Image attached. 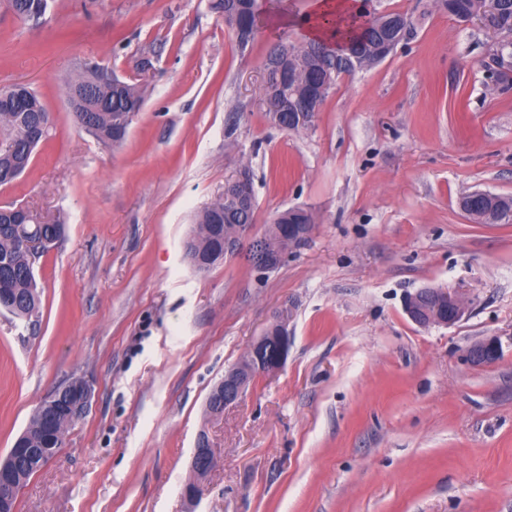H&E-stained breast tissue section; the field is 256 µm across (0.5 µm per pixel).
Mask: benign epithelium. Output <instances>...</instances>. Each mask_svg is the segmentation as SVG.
<instances>
[{
  "label": "benign epithelium",
  "instance_id": "7a95c632",
  "mask_svg": "<svg viewBox=\"0 0 512 512\" xmlns=\"http://www.w3.org/2000/svg\"><path fill=\"white\" fill-rule=\"evenodd\" d=\"M225 25L234 30L241 44L248 43L255 33L257 24L250 23V18L236 12L224 13ZM411 26V20L402 16L395 25L399 30L396 37L389 39L381 47L378 58L390 55L406 37ZM288 53L280 49L273 58H265L266 78L277 76L280 83L294 79L293 74L284 66ZM333 63L341 69V74L351 75L360 68L361 58L355 53L347 56H336ZM331 92V88L322 85L310 89L303 97L293 103L296 117L288 119V123H278L279 128L290 130L294 122L310 127L314 124L317 112L323 101ZM252 177L248 168H242L224 183V194L236 199L240 209L252 211L255 199L251 189ZM315 230L313 224H290L286 226V246L271 248L266 241L252 233V226L245 229L235 227L224 232V257L236 258L240 255L249 260L262 273L279 268L286 259L304 246ZM467 301L457 292L445 288H422L407 297L405 310L416 324L427 327L451 326L458 322L465 313ZM291 304H286L275 315L271 327L253 344L247 358L224 374V408L237 403L248 388L256 384L259 377L274 372L284 366L292 344L291 332L288 329V313ZM280 343V352L276 360L267 362L263 359V350L271 342ZM499 347L496 341L488 340L473 345L467 352V360L475 364L491 363L498 358ZM92 397L91 386L83 379L77 378L58 386L47 398L44 404V422L42 433L46 440L51 441L58 431L57 419L66 417L76 419L83 417L90 405ZM56 449L52 445L42 448H29L25 437H20L7 455L0 458V512H15V503L22 483L15 481V474L32 465L42 468L54 456ZM218 465L207 438L199 436L194 449L191 467L195 480L186 484L184 497L192 502L199 496V485L196 479L205 477Z\"/></svg>",
  "mask_w": 512,
  "mask_h": 512
}]
</instances>
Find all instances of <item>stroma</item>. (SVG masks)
<instances>
[{"label": "stroma", "instance_id": "1", "mask_svg": "<svg viewBox=\"0 0 512 512\" xmlns=\"http://www.w3.org/2000/svg\"><path fill=\"white\" fill-rule=\"evenodd\" d=\"M310 5L262 0L243 48L210 0H56L37 27L0 0V86L29 84L52 115L0 206L64 222L34 265L38 313L0 309V456L56 387L92 388L16 512H512V224L459 206L512 196L493 37L433 0H374L411 18L407 38L339 79L312 128L286 131L266 119L263 61L276 41L303 46ZM281 11L290 24L273 25ZM81 60L147 83L121 145L74 121ZM244 166L254 232L291 206L315 232L266 274L241 258L197 270L195 217ZM426 287L468 312L416 325L404 299ZM287 302L285 365L211 416L210 393ZM490 339L494 362L466 360ZM202 434L219 463L190 504Z\"/></svg>", "mask_w": 512, "mask_h": 512}]
</instances>
